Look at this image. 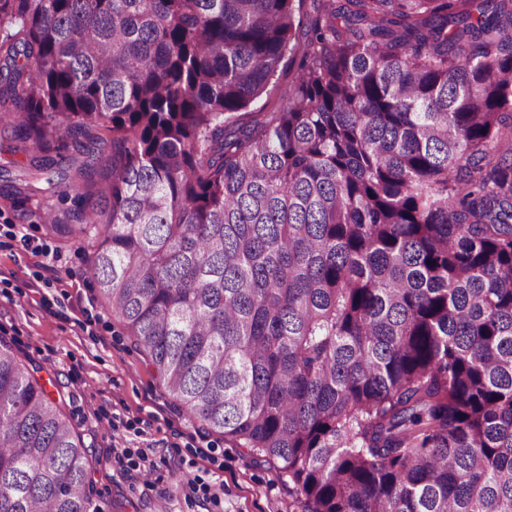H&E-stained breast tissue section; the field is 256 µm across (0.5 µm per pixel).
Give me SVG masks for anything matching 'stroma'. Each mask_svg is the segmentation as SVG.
Instances as JSON below:
<instances>
[{
	"label": "stroma",
	"mask_w": 512,
	"mask_h": 512,
	"mask_svg": "<svg viewBox=\"0 0 512 512\" xmlns=\"http://www.w3.org/2000/svg\"><path fill=\"white\" fill-rule=\"evenodd\" d=\"M10 127L0 128V336L66 395L64 407L91 452L93 489L109 512H293L277 469L176 407L124 323L86 275L92 252L50 232L38 205L50 200ZM26 237L6 239L9 230ZM57 258L55 271L43 267ZM152 448L156 466L120 467L118 448ZM220 483V503L189 496L187 482Z\"/></svg>",
	"instance_id": "obj_1"
}]
</instances>
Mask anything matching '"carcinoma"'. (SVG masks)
<instances>
[{"mask_svg":"<svg viewBox=\"0 0 512 512\" xmlns=\"http://www.w3.org/2000/svg\"><path fill=\"white\" fill-rule=\"evenodd\" d=\"M304 2L0 0V122L62 200L84 157L50 231L296 512H512V0ZM62 405L0 337V512H104ZM292 58V56H288L285 59L274 88L270 90L267 95H264L260 100H258L251 107V110L258 112L267 105L264 110V112H267L268 110L277 107L279 104H282V95L285 90L291 86L297 73L296 63L298 59L292 61Z\"/></svg>","mask_w":512,"mask_h":512,"instance_id":"obj_1","label":"carcinoma"}]
</instances>
